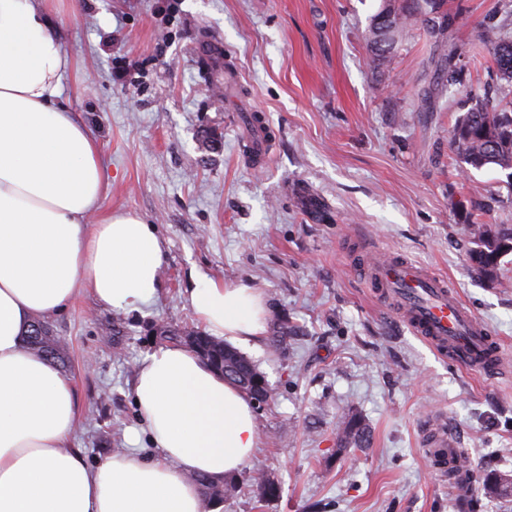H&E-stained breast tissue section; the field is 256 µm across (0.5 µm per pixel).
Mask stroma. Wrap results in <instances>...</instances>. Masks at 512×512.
I'll use <instances>...</instances> for the list:
<instances>
[{
    "label": "stroma",
    "mask_w": 512,
    "mask_h": 512,
    "mask_svg": "<svg viewBox=\"0 0 512 512\" xmlns=\"http://www.w3.org/2000/svg\"><path fill=\"white\" fill-rule=\"evenodd\" d=\"M381 0H49L73 61L62 98L93 132L105 212L152 224L162 285L136 311L86 293L48 318L80 406L72 437L88 465L117 451L155 459L133 399L141 361L167 329L199 328L196 276L251 284L267 331L245 354L271 397L260 444L209 512H512V254L497 283L468 260L467 226L512 224L505 171L463 172L448 131L497 82L484 23L512 34L502 0H444L455 84L426 29L376 70L365 39ZM214 48L205 57L203 46ZM267 125L248 149L249 121ZM446 277L503 347L496 375L457 367L399 322L361 272L364 249ZM356 415L365 448L337 444ZM447 418L468 463L462 484L433 462L423 429ZM263 472L278 491L252 481Z\"/></svg>",
    "instance_id": "35a3bbf8"
}]
</instances>
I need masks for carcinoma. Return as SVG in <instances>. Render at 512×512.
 Wrapping results in <instances>:
<instances>
[{
    "mask_svg": "<svg viewBox=\"0 0 512 512\" xmlns=\"http://www.w3.org/2000/svg\"><path fill=\"white\" fill-rule=\"evenodd\" d=\"M441 0H381L366 33L367 44L376 66H382L408 35L412 26L420 24L426 29L442 30L445 22H436ZM477 39L492 51L499 82L494 94L506 99L512 96V36L494 25H483ZM449 143L463 171L497 167L512 170V112L502 111L486 97L472 98L468 112L460 116L448 132ZM468 258L471 269L487 282H497L500 260L512 253V225L472 223L469 228ZM196 336L192 348L201 359L213 360V352L223 342L198 330L174 329L169 339L184 341ZM26 348L59 366L66 362L60 342L50 339L47 347H37L26 342ZM227 363L234 364L249 375H261L255 364L237 349L229 348ZM337 441L341 448H363L369 442V432L353 414H343L336 424ZM193 481L199 486L202 498L209 505L223 502L237 495L239 485L232 480H222L198 474Z\"/></svg>",
    "mask_w": 512,
    "mask_h": 512,
    "instance_id": "cac0c4a2",
    "label": "carcinoma"
}]
</instances>
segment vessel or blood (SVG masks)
<instances>
[{
  "mask_svg": "<svg viewBox=\"0 0 512 512\" xmlns=\"http://www.w3.org/2000/svg\"><path fill=\"white\" fill-rule=\"evenodd\" d=\"M364 268L378 297L439 354L461 368L496 372L500 349L495 337L444 279L413 263L379 254L368 255ZM426 445L446 449L449 464L460 459L457 438L447 420L429 425Z\"/></svg>",
  "mask_w": 512,
  "mask_h": 512,
  "instance_id": "b4317fda",
  "label": "vessel or blood"
}]
</instances>
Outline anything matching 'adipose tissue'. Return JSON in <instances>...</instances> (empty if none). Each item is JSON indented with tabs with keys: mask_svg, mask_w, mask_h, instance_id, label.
Instances as JSON below:
<instances>
[{
	"mask_svg": "<svg viewBox=\"0 0 512 512\" xmlns=\"http://www.w3.org/2000/svg\"><path fill=\"white\" fill-rule=\"evenodd\" d=\"M47 2L0 0V512H202L193 476L235 473L258 444L245 393L195 354L158 348L133 389L158 459L120 452L91 467L69 445L71 383L24 347L29 326L80 291L112 309L150 302L165 256L153 225L100 211L108 182L92 132L61 100L70 61ZM188 299L210 335L263 340L268 305L251 285L198 279Z\"/></svg>",
	"mask_w": 512,
	"mask_h": 512,
	"instance_id": "obj_1",
	"label": "adipose tissue"
}]
</instances>
